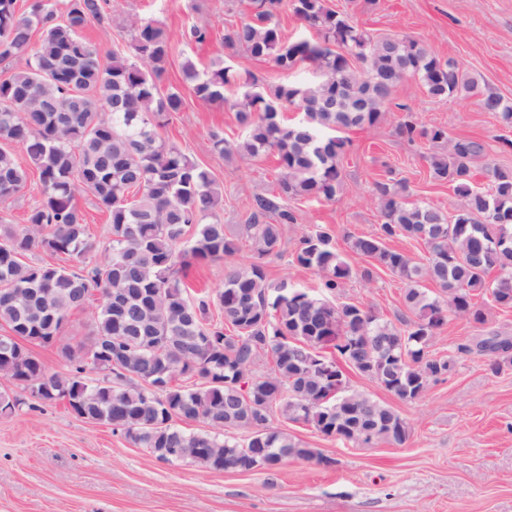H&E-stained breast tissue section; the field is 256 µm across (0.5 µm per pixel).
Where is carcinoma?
Segmentation results:
<instances>
[{
	"label": "carcinoma",
	"mask_w": 512,
	"mask_h": 512,
	"mask_svg": "<svg viewBox=\"0 0 512 512\" xmlns=\"http://www.w3.org/2000/svg\"><path fill=\"white\" fill-rule=\"evenodd\" d=\"M107 6L108 0H69L59 15L37 3L24 15L16 0H0V62L26 57L0 80V201L22 194L34 175L38 193L23 227L0 225V323L9 329L0 335V374L33 399L63 400L77 416L112 426L159 460L184 448L188 462L218 472L254 471L255 448L269 449L267 471L289 458L333 463L274 427L276 413L327 438L404 443L407 421L349 390L343 370L328 374L321 359L333 350L405 402L448 374L451 362L426 351L448 317L483 322L477 294L512 308V166L489 159L488 142L451 139L446 129L422 125L407 105H397L404 112L401 137L448 144L427 162L435 180L452 186L458 205L449 215L411 199L408 182L391 170L375 181L380 233L351 236L349 247L406 284L405 313L396 323L336 300L353 270L324 228L301 237L295 261L322 277L327 295L272 280L267 259L280 253L282 226L297 223L288 200L332 201L343 187L346 141L339 132L378 124L405 79H415L435 100L473 98L507 129L512 101L417 39L369 35L327 0H249L248 16L224 28L228 55L243 51L286 73L305 64L317 76L266 88L241 79L223 60L203 70L184 60L182 80L194 95L229 106L242 130L232 144L222 130L212 131L214 151L276 161V190L253 196L246 223L232 235L217 212L221 185L160 135L185 107L179 92L158 86L173 52L168 33L151 18L112 19L132 36L103 66L83 31L108 16ZM283 8L317 40H286L274 20ZM295 108L302 117L290 123L283 113ZM18 149L31 167L17 161ZM479 158L486 159L485 188L474 181ZM85 195L110 223L100 264L87 262L94 244L79 207ZM397 237L423 241L427 255L417 260L387 247ZM244 243L253 261L225 270L218 294L224 323L213 324L209 302L190 296L176 268L233 256ZM36 252L52 261H24ZM65 261L82 267L76 272ZM425 281L439 293L429 294ZM109 288L126 293V313L119 320L101 310L93 344L70 372L47 374L40 359L15 342L18 336L55 344L67 316L83 309L92 291ZM476 350L494 357L490 366L497 371L501 358L512 357V339L487 336ZM264 354L273 370L258 375ZM88 367L102 377L88 380ZM338 385L331 411L320 399ZM177 420H202L210 430L187 433Z\"/></svg>",
	"instance_id": "carcinoma-1"
}]
</instances>
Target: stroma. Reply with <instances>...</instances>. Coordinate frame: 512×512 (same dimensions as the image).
Returning a JSON list of instances; mask_svg holds the SVG:
<instances>
[{"mask_svg":"<svg viewBox=\"0 0 512 512\" xmlns=\"http://www.w3.org/2000/svg\"><path fill=\"white\" fill-rule=\"evenodd\" d=\"M363 29L381 36H410L444 59L482 76L512 99V0H329ZM113 15H143L170 35L173 54L159 81L161 91L179 92L185 108L161 130L167 141L209 169L224 186L219 215L229 229L244 223L253 194L275 188L274 158L225 159L211 146L212 130L235 139L239 128L226 107L199 101L181 81L180 66L199 68L223 56L224 28L248 12L247 0H109ZM208 25L210 39L185 43L184 27ZM394 108L372 127L346 130L344 186L332 202L294 201L297 223L283 227L279 256L268 259L271 279L317 289L319 276L298 266L302 233L321 225L354 271L341 301L373 307L396 320L405 284L383 269L362 280L365 258L348 244L352 235L377 233L381 218L372 199L375 180L386 171L406 178L415 199L453 213L450 186L433 180L426 156L432 145L408 143L396 133L399 105L411 107L424 124L444 127L449 137L484 140L500 134L495 119L472 99L429 98L414 79L396 89ZM225 260L194 264L184 282L191 296L216 295L224 285ZM485 320L452 317L428 346L452 356L447 378L431 384L415 402H403L377 382L346 370L349 390L392 406L410 425L403 444L381 441L365 447L324 438L302 422L274 417L275 427L334 458L331 466L291 459L274 471L214 472L191 463H165L133 446L111 426L75 415L65 402L27 400L0 416V512H512V362L491 372L487 357L472 352L480 337L512 338V309L480 297ZM100 293L73 312L52 346L35 353L51 373L70 371L73 355L89 346Z\"/></svg>","mask_w":512,"mask_h":512,"instance_id":"1","label":"stroma"}]
</instances>
